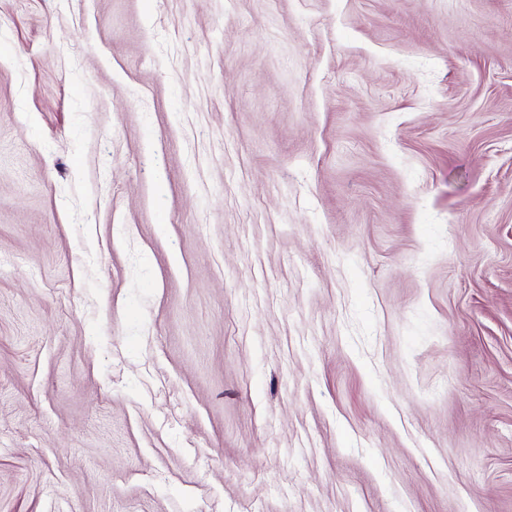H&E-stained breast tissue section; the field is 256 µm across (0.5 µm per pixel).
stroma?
Instances as JSON below:
<instances>
[{"mask_svg":"<svg viewBox=\"0 0 512 512\" xmlns=\"http://www.w3.org/2000/svg\"><path fill=\"white\" fill-rule=\"evenodd\" d=\"M0 512H512V0H0Z\"/></svg>","mask_w":512,"mask_h":512,"instance_id":"1","label":"stroma"}]
</instances>
